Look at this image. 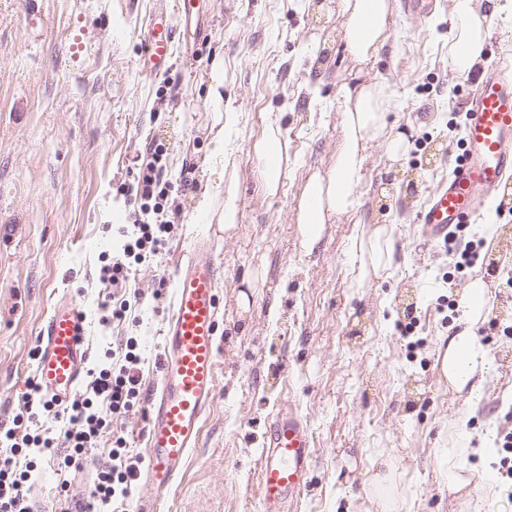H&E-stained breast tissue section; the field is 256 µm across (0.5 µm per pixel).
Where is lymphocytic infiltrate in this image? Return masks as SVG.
I'll return each instance as SVG.
<instances>
[{
    "mask_svg": "<svg viewBox=\"0 0 512 512\" xmlns=\"http://www.w3.org/2000/svg\"><path fill=\"white\" fill-rule=\"evenodd\" d=\"M163 156V148L154 147L150 160L141 169L137 193L142 200V217L133 225L117 227L112 259L100 269L101 281L112 287H126L132 265L153 260L168 243L169 226L163 216L170 185L163 179ZM125 348L122 360L89 369L85 394L66 405L46 399L37 384H29L24 395L29 419L43 417L56 422L65 416L70 425L59 433L45 428L21 436L10 429L0 435V512H30L27 484L33 479V466L24 460L27 451L61 444L85 452L109 418L130 407L139 392L140 380L135 371L139 357L134 339H127ZM110 457L111 465L99 472L88 512H113L115 503L127 502L130 497L131 482L141 460L121 455L116 449L111 450Z\"/></svg>",
    "mask_w": 512,
    "mask_h": 512,
    "instance_id": "f902f5d3",
    "label": "lymphocytic infiltrate"
}]
</instances>
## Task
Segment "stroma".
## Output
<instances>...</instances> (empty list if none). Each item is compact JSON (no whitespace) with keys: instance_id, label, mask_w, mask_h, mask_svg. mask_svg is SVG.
I'll return each instance as SVG.
<instances>
[{"instance_id":"obj_1","label":"stroma","mask_w":512,"mask_h":512,"mask_svg":"<svg viewBox=\"0 0 512 512\" xmlns=\"http://www.w3.org/2000/svg\"><path fill=\"white\" fill-rule=\"evenodd\" d=\"M175 2L0 0V432L23 410L40 334L60 300H75L85 314L90 364L125 336L138 337L142 356L140 394L92 439L95 461L45 449L34 458L30 499L45 507L61 497L88 501L85 489L115 435L144 456L141 429L159 379L172 277L206 237L221 271L219 386L164 512H261L262 441L288 404L313 446L300 512H375L368 486L382 454L402 487L401 512H512L503 448L493 462L471 459V494L441 488L435 471V451L461 415L467 430L498 440L512 430V182L464 232V241L484 243L474 267L455 269L443 242L416 224L432 189L450 176L464 135L470 85L448 64L452 0H441L433 21L394 8L387 44L363 68L347 50L340 0H314L308 11L296 0H198L200 32L176 35L168 69L146 77L139 34ZM498 2L486 58L512 67V9ZM219 59L224 103L240 115L242 217L229 232L199 215L195 200L211 163L206 96ZM318 78L319 111L305 92ZM369 81L395 91L399 106L388 123L411 148L394 171L383 144L371 142L356 211L332 216L306 249L295 222L303 186L336 162L341 90ZM274 112L288 161L271 198L254 145ZM154 143L167 149L164 177L172 183L168 244L136 268L125 294L140 326L105 323L113 288L99 279L100 257L112 250L113 225L139 213V167ZM378 227L400 247L399 264L362 280L359 238ZM477 277L488 282V313L475 334L497 375L472 396L441 380L436 356Z\"/></svg>"}]
</instances>
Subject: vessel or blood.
Segmentation results:
<instances>
[{
    "instance_id": "1",
    "label": "vessel or blood",
    "mask_w": 512,
    "mask_h": 512,
    "mask_svg": "<svg viewBox=\"0 0 512 512\" xmlns=\"http://www.w3.org/2000/svg\"><path fill=\"white\" fill-rule=\"evenodd\" d=\"M195 11L194 0H179L166 25L152 24L144 40L143 72L152 75L168 66L175 32ZM471 84L463 152L418 218L423 234L433 240L447 236L453 225L468 223L512 175V77L494 61ZM219 283L212 247L199 239L173 282L172 312L161 336L160 379L147 400L148 465L142 480L152 495L136 512H161L216 396ZM88 360L83 312L74 300L58 302L42 331L36 383L55 402H64L86 373ZM311 458L307 424L295 409L278 413L262 451L263 512H298Z\"/></svg>"
}]
</instances>
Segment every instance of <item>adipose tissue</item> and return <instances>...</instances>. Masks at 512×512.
<instances>
[{
    "mask_svg": "<svg viewBox=\"0 0 512 512\" xmlns=\"http://www.w3.org/2000/svg\"><path fill=\"white\" fill-rule=\"evenodd\" d=\"M346 17L347 46L354 58L369 62L386 45L391 0H342ZM489 36L486 17L475 0H455L452 29L448 38V61L461 75L470 74L484 55ZM208 98L215 114L217 130L213 137V165L207 181L197 196L196 209L207 216L217 214L225 230H233L240 220V210L234 191V171L237 165L233 136L238 116L224 106V67L216 65L210 73ZM397 106L393 91L385 84L369 82L356 88L344 89L339 108L343 114V142L332 170L316 174L308 180L298 205L297 222L302 244L312 248L319 240L328 217L335 213L356 210L354 188L362 177L366 146L370 141H382L393 161L405 158L409 141L403 134L392 133L387 116ZM254 149L265 159L264 188L268 196H276L281 187L282 163L288 144L282 139L279 120H271L263 138ZM360 247L368 251L367 260L358 267L360 279L390 270L395 264L394 241L384 229H376ZM463 312L457 330L442 351L440 372L457 391L479 393L494 371L487 349L478 342L475 329L487 312V289L484 281L472 280L463 295ZM492 452L489 435L457 430L447 447L438 449V473L449 491L459 492L470 483V457H486Z\"/></svg>",
    "mask_w": 512,
    "mask_h": 512,
    "instance_id": "ef3b65f1",
    "label": "adipose tissue"
}]
</instances>
